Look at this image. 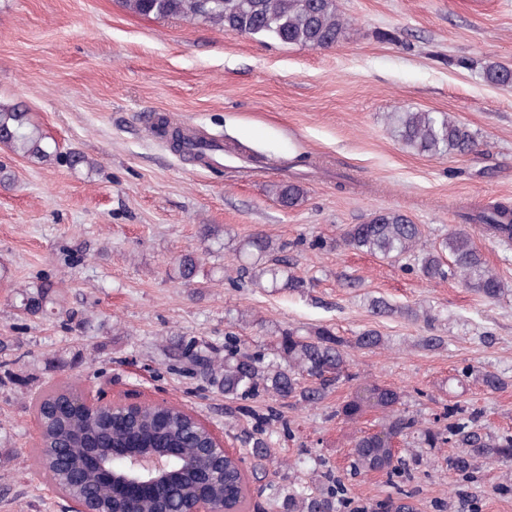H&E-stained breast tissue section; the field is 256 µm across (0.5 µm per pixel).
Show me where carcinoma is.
Returning a JSON list of instances; mask_svg holds the SVG:
<instances>
[{
	"mask_svg": "<svg viewBox=\"0 0 512 512\" xmlns=\"http://www.w3.org/2000/svg\"><path fill=\"white\" fill-rule=\"evenodd\" d=\"M123 4L143 16L201 21L220 27L229 35L265 36L281 44L310 48L335 46L345 38L350 25L337 0H123ZM482 78L493 85L512 86V67L489 63L482 69ZM387 119L402 146L417 154L465 155L476 147V139L467 126L440 112H390ZM173 135L179 152L199 159L208 167L217 163L215 152L224 150L205 136L185 135L178 127L173 128ZM0 144L17 155L42 163L65 162L72 168L87 163L86 157L77 152L61 154L56 142L48 140L31 123L29 113L20 105L0 104ZM271 192L287 208L298 205L304 197V189L290 181L273 183ZM458 216L463 223L496 239L512 241V205L507 202L463 208ZM336 245L393 258L415 255L423 277L452 276L487 299L497 298L505 288L500 277L488 267L470 232L461 229L448 234L445 247L450 261L446 264L423 243L420 225L397 210L382 211L362 224L350 225ZM199 265L197 256L183 254L175 261L173 278L190 282ZM242 273L257 285L266 277L273 283L283 278L286 286L294 287V278L288 275L284 264L247 268ZM16 300L19 311L28 316L52 315L63 322L73 316L61 304L58 290L51 282H32L17 289ZM276 356L280 362L266 363L235 346L224 349V356L220 357L212 350L198 349L195 344H183L170 353L168 367L205 377L226 396L262 389L280 398L298 395L304 401H314L340 381L346 363L343 343L328 330L318 332L310 340L292 330L284 331ZM74 391L70 385L57 386L34 403L35 413L44 420L42 445L33 451L35 464L51 482L59 483L62 494L83 498L95 512L120 509L118 501L87 470L90 457L109 455L115 443H128L134 451L158 452L177 442L188 448L190 458L198 459L196 465L177 474L176 485L166 494V507L174 512L193 496L199 483L208 479L212 465L198 458L194 422L179 409H168L162 418L151 411L115 419L98 410L76 414L62 404ZM373 401L391 407L397 396L389 390L372 387L344 404L341 413L357 420ZM412 427L413 421L399 416L387 430L361 437L355 447L388 448L393 438ZM236 480V467L229 462L224 466V482L213 487L216 501L224 500L228 487ZM288 505L296 508V512H332L331 501L318 498L298 502L290 497Z\"/></svg>",
	"mask_w": 512,
	"mask_h": 512,
	"instance_id": "1",
	"label": "carcinoma"
}]
</instances>
